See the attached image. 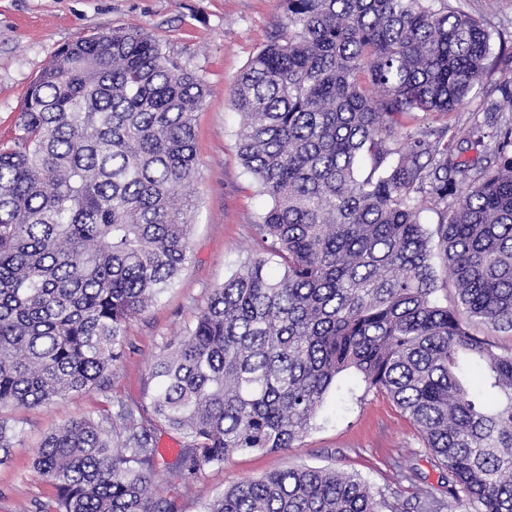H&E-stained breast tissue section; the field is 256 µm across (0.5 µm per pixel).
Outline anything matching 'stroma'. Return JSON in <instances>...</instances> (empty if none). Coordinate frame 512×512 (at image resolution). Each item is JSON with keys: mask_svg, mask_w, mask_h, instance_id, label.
<instances>
[{"mask_svg": "<svg viewBox=\"0 0 512 512\" xmlns=\"http://www.w3.org/2000/svg\"><path fill=\"white\" fill-rule=\"evenodd\" d=\"M459 6L482 17L493 32L512 35V0H459ZM281 20L280 0H0V146L9 145L35 77L62 46L95 33L142 31L208 88L195 117L192 258L176 285L129 322L124 350L106 384L33 409H0L1 419L21 429L9 461L0 465V512H53L57 490L33 467L44 436L74 418L98 416L112 401L150 395L153 360L184 334L213 287L255 254V226L270 201L239 159L240 117L232 100L237 76ZM157 437L154 495L173 502L175 512H203L206 503L234 485L300 467L357 475L383 493H394L400 508L414 493L402 469L419 473L422 488L442 490L444 470L423 448L407 416L351 372L338 378L309 431L288 450L239 452L185 483L167 465L186 439L165 429Z\"/></svg>", "mask_w": 512, "mask_h": 512, "instance_id": "35a3bbf8", "label": "stroma"}]
</instances>
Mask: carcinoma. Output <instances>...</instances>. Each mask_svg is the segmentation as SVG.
<instances>
[{
  "instance_id": "obj_1",
  "label": "carcinoma",
  "mask_w": 512,
  "mask_h": 512,
  "mask_svg": "<svg viewBox=\"0 0 512 512\" xmlns=\"http://www.w3.org/2000/svg\"><path fill=\"white\" fill-rule=\"evenodd\" d=\"M235 81L238 152L270 207L259 253L152 364L149 403L49 433L34 467L53 512H174L153 497L162 427L185 481L277 452L354 371L407 415L473 512H512V86L485 119L448 114L494 73L492 33L452 0H281ZM204 81L149 35L81 38L30 85L0 149V407L105 382L126 326L190 259ZM435 215L434 227L419 220ZM283 273L269 275L270 264ZM453 287L456 302L436 294ZM19 428L0 420V464ZM412 512L446 503L414 495ZM204 512H395L336 470L291 468Z\"/></svg>"
}]
</instances>
